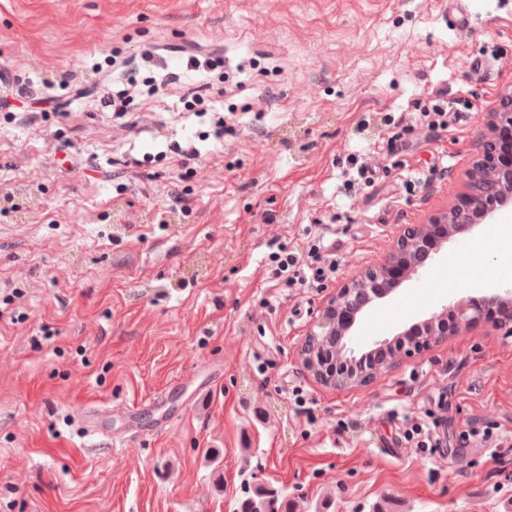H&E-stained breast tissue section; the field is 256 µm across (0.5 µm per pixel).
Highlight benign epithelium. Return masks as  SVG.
Here are the masks:
<instances>
[{
    "instance_id": "7a95c632",
    "label": "benign epithelium",
    "mask_w": 512,
    "mask_h": 512,
    "mask_svg": "<svg viewBox=\"0 0 512 512\" xmlns=\"http://www.w3.org/2000/svg\"><path fill=\"white\" fill-rule=\"evenodd\" d=\"M481 125L477 160L467 173L458 203L430 224L404 227L383 263L359 272L343 284L322 311L318 322L321 335L336 336L343 347H348L361 314V309L347 304L353 289H361L371 300L381 299L390 291V285L421 278L426 272L425 259L440 254L443 244L481 224L495 223L512 211V94L501 97L494 107L483 113ZM393 272L398 277L391 281L389 277ZM483 301L511 306L512 285L486 289ZM450 314L461 328L476 327L484 320L483 310L472 301L450 299L430 317L412 324L404 335L427 336V344H437L448 335ZM301 355L305 368L325 386L358 387L365 376L361 365L344 373H319L315 361L309 358L306 343Z\"/></svg>"
}]
</instances>
